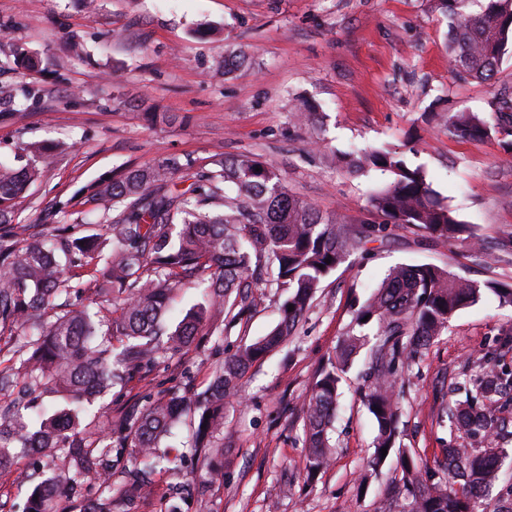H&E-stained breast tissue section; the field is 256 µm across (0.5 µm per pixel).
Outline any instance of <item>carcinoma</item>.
<instances>
[{"mask_svg": "<svg viewBox=\"0 0 512 512\" xmlns=\"http://www.w3.org/2000/svg\"><path fill=\"white\" fill-rule=\"evenodd\" d=\"M452 20L448 54L462 76L492 81L512 43V0H440ZM512 128L503 113H460L448 120L450 134L483 141ZM356 172L376 170L389 180L374 190L372 208L387 224H405L453 242L468 232L454 210L431 188L425 171L410 168L402 152L381 146L346 162ZM39 177V169L0 163V337L24 336L18 346L0 347V393L18 391L0 407V474L17 451L49 456L57 472L42 476L25 512H59L61 494L78 499L97 486L95 508L116 512L121 503L151 493L146 474L166 470L171 460L160 443L187 414L179 396L157 400L126 415L119 436H95L84 412L116 386L124 387L156 358L175 355L199 336H221L258 307L262 288H284L281 319L267 335L241 346L217 368L213 383L196 402L194 449L206 448L224 432V400L238 395L253 364L284 344L309 309L323 281L362 243L379 232L364 224L339 227L304 197L285 189L275 168L255 157L224 159L216 168L193 172L170 155L157 164L131 169L100 192L112 247L103 254L96 237H62L52 243L23 241L25 224L13 223L16 202ZM191 181L175 192V178ZM330 263H325V260ZM104 261L109 287L95 263ZM90 269L95 277L74 282L69 269ZM188 284L201 289L204 302L177 323L167 318L170 295ZM493 294L512 308V288L495 280L479 286L432 263L397 265L388 270L370 297L354 310L353 327L316 373L305 403L304 443L309 470L330 462V434L341 374L367 345L366 326L376 328L374 361L364 376L362 401L377 426L370 466L385 464L381 449L398 452L407 496L387 501L379 512H486V498L498 485L507 450L489 435H499L505 420L494 414L500 400H512V370L488 361L449 398L453 429L469 439L445 449L435 480L428 465L402 448L397 366L414 360L448 328L456 311ZM105 295L112 319L100 333L97 297ZM293 311H288V306ZM61 392L84 407L41 414L30 430L26 411L42 394ZM129 455L135 468L114 479L112 460Z\"/></svg>", "mask_w": 512, "mask_h": 512, "instance_id": "cac0c4a2", "label": "carcinoma"}]
</instances>
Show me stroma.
Segmentation results:
<instances>
[{
	"label": "stroma",
	"mask_w": 512,
	"mask_h": 512,
	"mask_svg": "<svg viewBox=\"0 0 512 512\" xmlns=\"http://www.w3.org/2000/svg\"><path fill=\"white\" fill-rule=\"evenodd\" d=\"M450 21L435 0H0V160L38 147L40 171L14 221L42 237L64 226L74 238L104 234L95 194L127 170L178 155L210 169L248 155L272 164L288 191L338 224H382L369 204L384 177L349 174L345 155L389 144L422 167L458 219L484 244L431 238L382 225L317 292L297 333L253 366L224 406V437L204 452L189 446L188 422L166 438L182 461L155 473L149 497L126 512H165L174 488L189 512H377L401 471L369 460L376 426L360 395L370 365L361 350L340 385L330 465L308 478L303 401L320 366L347 336L353 305L387 271L433 263L481 284L512 286V136L473 142L448 133L454 112L492 113L512 105V52L493 83L459 77L448 58ZM37 72L13 70L17 47ZM245 61L225 69V57ZM37 95L24 98L23 88ZM317 106L313 123L296 111ZM252 316L221 339L145 366L92 412L106 434L151 398L206 389L216 368L281 319L274 289ZM512 308L493 296L456 312L442 336L405 369L400 447L428 465L452 435L442 396L482 358L512 368ZM48 458L25 454L0 480V512H24Z\"/></svg>",
	"instance_id": "obj_1"
}]
</instances>
